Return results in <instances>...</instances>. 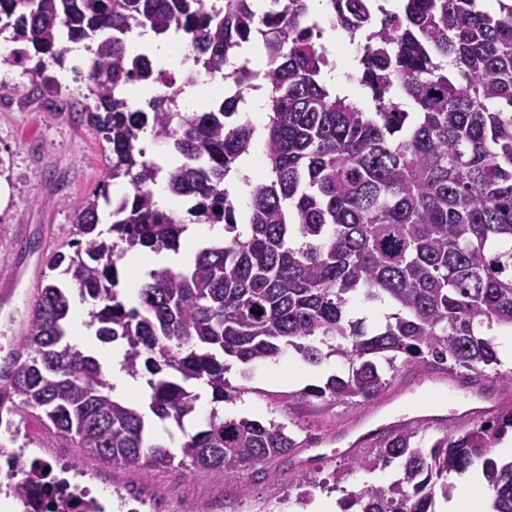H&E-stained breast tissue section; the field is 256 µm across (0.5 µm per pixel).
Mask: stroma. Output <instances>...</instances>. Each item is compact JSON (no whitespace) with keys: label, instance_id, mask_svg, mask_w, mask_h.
Listing matches in <instances>:
<instances>
[{"label":"stroma","instance_id":"1","mask_svg":"<svg viewBox=\"0 0 512 512\" xmlns=\"http://www.w3.org/2000/svg\"><path fill=\"white\" fill-rule=\"evenodd\" d=\"M0 158L8 163L0 182L11 196L0 207V385L8 365L19 350L34 298L45 280L42 258L72 237L68 222L71 208L104 180L111 162L106 143L81 112L80 104L63 110L28 104L16 99L0 103ZM344 364L330 357L321 365L303 363L287 351L272 360L233 365L228 378L240 395L220 407L227 418L258 419L285 426L296 439L307 432L325 435L342 430L364 416L373 425L389 422L405 410L426 412L463 409L464 392L455 391L425 399L413 389L416 369L399 368L384 396L389 404L380 415L372 405L323 403L295 399L288 377L304 374L307 383L323 384ZM15 435L0 430V446L13 445L21 464L41 458L75 469L96 495L113 492H149L155 512H166L177 503L178 512H316L318 505L335 506L342 492H356L368 485L388 486L396 479V467L346 471L352 454L374 455L369 446L349 449L347 444L322 446L323 456L308 462L307 452L297 451L288 460L272 465L266 474L242 468L224 474L197 473L182 466L159 467L150 472L122 471L63 447L61 441L28 412L15 419ZM306 466L305 485L294 482L298 466Z\"/></svg>","mask_w":512,"mask_h":512}]
</instances>
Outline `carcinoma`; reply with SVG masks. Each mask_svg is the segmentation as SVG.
<instances>
[{"instance_id": "carcinoma-1", "label": "carcinoma", "mask_w": 512, "mask_h": 512, "mask_svg": "<svg viewBox=\"0 0 512 512\" xmlns=\"http://www.w3.org/2000/svg\"><path fill=\"white\" fill-rule=\"evenodd\" d=\"M255 2L210 9L204 0H0V35L21 46L8 61L39 78L27 102L63 94L45 58L62 70L71 44L93 47L80 70L84 111L112 155L107 179L71 209L73 241L46 258L47 283L0 389V411L40 413L70 446L114 468L188 461L203 472L263 470L305 441L214 411L176 459L148 436L145 412L112 396L99 360L68 341L73 289L90 305L96 339L122 341L123 369L147 377L149 413L180 428L198 399L191 384H205L222 404L234 393L230 361L246 365L286 349L311 366L332 355L346 365L298 398L372 402L399 364L502 378L493 336L512 333V0H496L493 10L480 0H401L398 12L372 0H320L332 26L360 38L366 110L325 80L329 54L309 0H263L260 12ZM137 30L181 33L188 55L216 74L259 45L267 176L244 179V223L232 186L254 127L236 119L241 100L173 111L176 79L127 52ZM159 83L150 111H130L133 88ZM147 124L179 165L165 171L145 159L138 132ZM162 172L170 193L191 204L194 222L222 224L231 237L198 250L185 268L150 272L138 305L129 306L120 289L124 254H178L187 229L155 199ZM118 180L131 191L116 206L110 186ZM354 299L393 311L370 322L351 314ZM426 429L396 427L375 443V457L352 458L351 467L368 470L395 463L399 475L386 488L346 494L341 512H436L448 475L477 464L491 512H512V458L491 456L512 433L511 406L473 426H439L428 444ZM19 472L13 489L29 512L78 509L42 467Z\"/></svg>"}]
</instances>
